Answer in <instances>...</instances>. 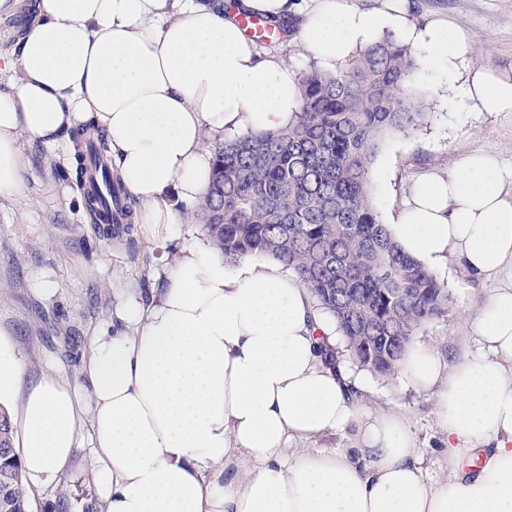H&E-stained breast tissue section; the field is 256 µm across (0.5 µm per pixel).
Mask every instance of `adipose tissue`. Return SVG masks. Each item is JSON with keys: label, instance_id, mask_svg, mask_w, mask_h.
I'll list each match as a JSON object with an SVG mask.
<instances>
[{"label": "adipose tissue", "instance_id": "obj_1", "mask_svg": "<svg viewBox=\"0 0 512 512\" xmlns=\"http://www.w3.org/2000/svg\"><path fill=\"white\" fill-rule=\"evenodd\" d=\"M297 21L296 39L329 72L386 27L426 62L458 72L465 38L443 21L408 26L402 0H241ZM0 197L22 187L20 138L57 145L90 125L108 141L126 189L152 224L169 197L197 203L211 184L212 144L282 129L300 106L299 76L260 57L233 10L207 0H38L0 75ZM449 106L512 112V74L476 65ZM388 230L428 269L456 257L471 274L512 266V168L473 152L418 180ZM96 337L87 393L48 377L21 405L30 484L60 480L88 429L98 512H512V286L473 318L479 347L447 366L409 345L397 372L433 392L450 464L483 448L481 467L426 481L405 419L356 403L332 367L336 323L272 260L236 266L184 247L149 303L132 301ZM355 427L357 454L302 441Z\"/></svg>", "mask_w": 512, "mask_h": 512}]
</instances>
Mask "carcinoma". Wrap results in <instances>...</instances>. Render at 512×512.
Listing matches in <instances>:
<instances>
[{"label": "carcinoma", "instance_id": "carcinoma-1", "mask_svg": "<svg viewBox=\"0 0 512 512\" xmlns=\"http://www.w3.org/2000/svg\"><path fill=\"white\" fill-rule=\"evenodd\" d=\"M418 68L416 52L389 36L333 73L309 66L288 128L215 143L210 190L192 211L226 264L262 256L296 274L336 322L353 362L385 379L417 331L452 312L448 289L392 239L370 191L379 137L427 119L414 89ZM77 149L75 174L83 181L88 154L107 146L88 140ZM101 178L113 201L129 199L112 167ZM0 512H30L12 418L2 406Z\"/></svg>", "mask_w": 512, "mask_h": 512}]
</instances>
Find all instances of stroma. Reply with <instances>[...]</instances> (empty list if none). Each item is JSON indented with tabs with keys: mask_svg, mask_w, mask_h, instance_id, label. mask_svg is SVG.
I'll return each mask as SVG.
<instances>
[{
	"mask_svg": "<svg viewBox=\"0 0 512 512\" xmlns=\"http://www.w3.org/2000/svg\"><path fill=\"white\" fill-rule=\"evenodd\" d=\"M406 11L415 27L443 18L461 31L471 46L468 64L512 67V0H406ZM415 84L427 102V122L406 134H383L372 165L373 171L386 174L371 182L374 206L386 224L408 199L415 180L452 168L468 152L490 151L512 163V112L448 110L444 75L424 66ZM20 162L21 191L0 197V339L23 362L20 395L47 376L84 388V361L94 336L111 327L123 301H150L180 250L206 244V234L186 204H173L175 223L147 224L137 200L130 228L108 232L87 212L67 146L21 140ZM437 277L452 297L453 310L448 319L421 328L415 339L452 365L474 350L473 317L498 288L512 284V268L479 278L452 258ZM362 378L359 405L403 416L426 478L449 480L433 393L409 389L397 376L387 380L366 372ZM89 446V439H82L60 481L27 486L31 512H53L64 494L77 510L96 501Z\"/></svg>",
	"mask_w": 512,
	"mask_h": 512,
	"instance_id": "obj_1",
	"label": "stroma"
}]
</instances>
